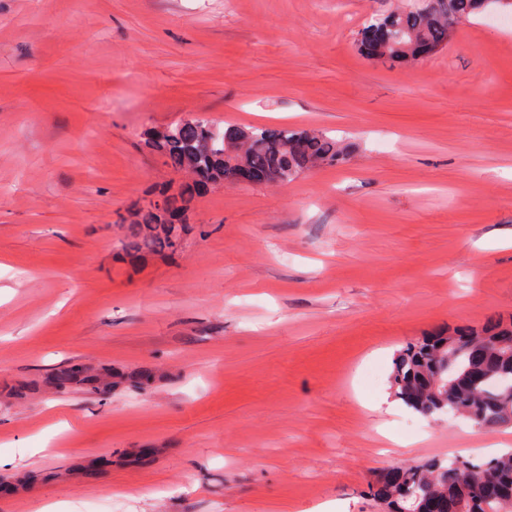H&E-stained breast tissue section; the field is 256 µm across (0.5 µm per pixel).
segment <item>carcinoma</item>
<instances>
[{
	"mask_svg": "<svg viewBox=\"0 0 512 512\" xmlns=\"http://www.w3.org/2000/svg\"><path fill=\"white\" fill-rule=\"evenodd\" d=\"M481 0H421L400 7L385 20L392 35L378 59L405 64L415 47L448 44L454 23L480 12ZM148 143L173 170L197 180L176 195L131 212L122 249L146 257L166 258L191 233L181 217L207 185L237 182L244 167L262 171L269 184H286L318 166L334 167L348 159V146L324 132L290 127L222 128L202 118L148 133ZM394 396L425 417L463 416L480 429L512 424V321L481 330L467 329L424 336L409 342L394 357L390 375ZM512 485V450L474 463L464 459H429L401 468L395 479L383 477L376 499L387 512H417L434 500L439 512H512V495L481 502L484 480Z\"/></svg>",
	"mask_w": 512,
	"mask_h": 512,
	"instance_id": "cac0c4a2",
	"label": "carcinoma"
}]
</instances>
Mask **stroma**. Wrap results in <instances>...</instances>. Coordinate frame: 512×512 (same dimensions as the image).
<instances>
[{"label": "stroma", "mask_w": 512, "mask_h": 512, "mask_svg": "<svg viewBox=\"0 0 512 512\" xmlns=\"http://www.w3.org/2000/svg\"><path fill=\"white\" fill-rule=\"evenodd\" d=\"M399 0H0V512H382L391 469L512 449L390 389L419 336L512 315V15L410 66ZM316 129L349 163L208 189L171 257L151 127ZM117 388L60 393V368Z\"/></svg>", "instance_id": "obj_1"}]
</instances>
